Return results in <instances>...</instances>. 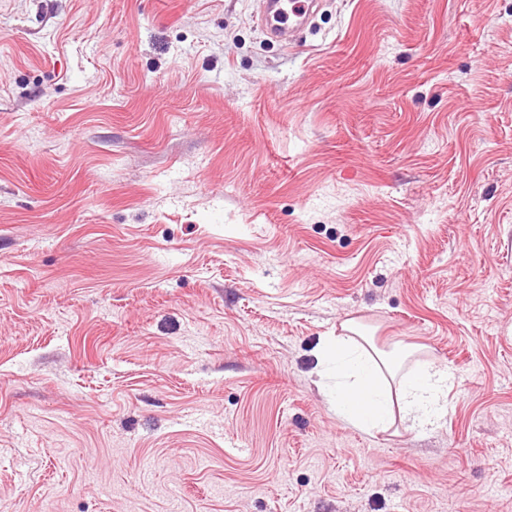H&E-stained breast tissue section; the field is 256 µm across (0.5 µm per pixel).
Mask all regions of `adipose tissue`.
Wrapping results in <instances>:
<instances>
[{
  "mask_svg": "<svg viewBox=\"0 0 512 512\" xmlns=\"http://www.w3.org/2000/svg\"><path fill=\"white\" fill-rule=\"evenodd\" d=\"M318 374L337 417L366 433L386 430L397 419L425 432L448 412L453 376L446 366L421 361L401 375L394 362L352 337L325 343Z\"/></svg>",
  "mask_w": 512,
  "mask_h": 512,
  "instance_id": "obj_1",
  "label": "adipose tissue"
}]
</instances>
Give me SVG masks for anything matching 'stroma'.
Masks as SVG:
<instances>
[{
    "instance_id": "stroma-1",
    "label": "stroma",
    "mask_w": 512,
    "mask_h": 512,
    "mask_svg": "<svg viewBox=\"0 0 512 512\" xmlns=\"http://www.w3.org/2000/svg\"><path fill=\"white\" fill-rule=\"evenodd\" d=\"M0 0V512H512V0ZM454 376L317 385L344 323ZM294 18L286 23L279 21L282 0H269V13L263 25L266 34L283 46H294L301 29L317 13L322 1L294 0ZM270 15H272L270 17ZM270 17V18H269ZM374 351L376 355L353 337L336 336L325 343L318 375L328 381L326 395L336 416L371 434L393 424L395 404L408 428L425 432L439 426L448 413V390L453 385L448 368L418 362L400 377L395 400L390 380L395 381L396 365Z\"/></svg>"
}]
</instances>
